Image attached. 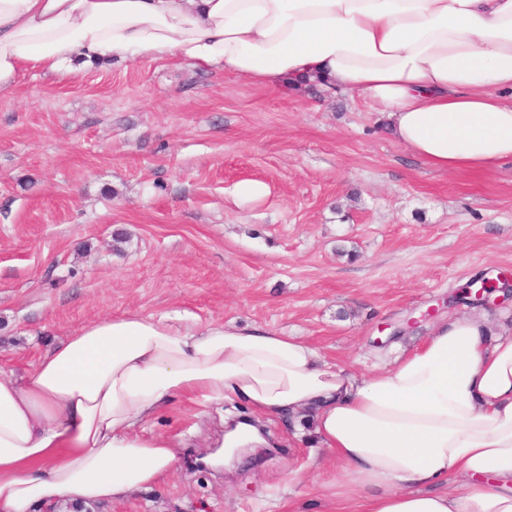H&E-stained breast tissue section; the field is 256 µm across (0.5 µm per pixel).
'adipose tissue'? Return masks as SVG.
Segmentation results:
<instances>
[{
	"label": "adipose tissue",
	"mask_w": 512,
	"mask_h": 512,
	"mask_svg": "<svg viewBox=\"0 0 512 512\" xmlns=\"http://www.w3.org/2000/svg\"><path fill=\"white\" fill-rule=\"evenodd\" d=\"M173 57L271 89L363 93L447 172L512 162V0H0V96L28 73ZM309 418L341 472L336 512H512V331L451 317L356 376L264 326L132 314L0 369V512L90 507L151 488L175 398Z\"/></svg>",
	"instance_id": "ef3b65f1"
}]
</instances>
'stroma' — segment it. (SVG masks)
<instances>
[{
  "label": "stroma",
  "instance_id": "35a3bbf8",
  "mask_svg": "<svg viewBox=\"0 0 512 512\" xmlns=\"http://www.w3.org/2000/svg\"><path fill=\"white\" fill-rule=\"evenodd\" d=\"M246 179L268 195L239 203ZM511 272L512 163L429 169L363 94L165 58L0 96L1 368L138 314L267 326L363 375L467 312L448 298L471 280ZM231 416L252 413L175 399L148 425L179 441L173 471L95 512H331L336 465L292 422L264 421L273 451L202 467Z\"/></svg>",
  "mask_w": 512,
  "mask_h": 512
}]
</instances>
